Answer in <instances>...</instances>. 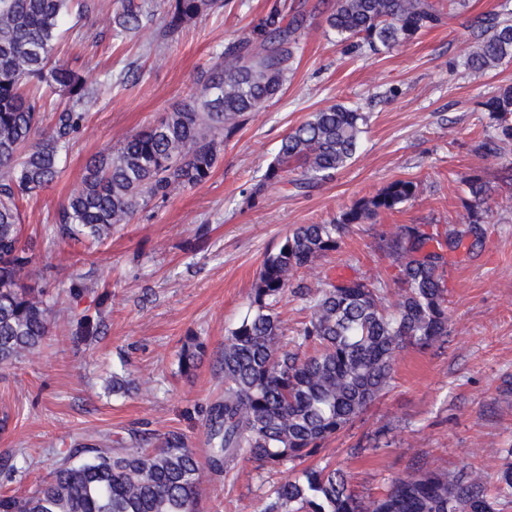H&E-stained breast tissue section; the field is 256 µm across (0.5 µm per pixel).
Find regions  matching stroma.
Masks as SVG:
<instances>
[{
  "mask_svg": "<svg viewBox=\"0 0 512 512\" xmlns=\"http://www.w3.org/2000/svg\"><path fill=\"white\" fill-rule=\"evenodd\" d=\"M317 2L226 0L150 50L147 36H112L108 19L119 0H98L90 18L66 33L60 52L74 70L100 79L130 67L136 78L100 88L86 103L85 124L59 181L22 209L31 273L57 299L61 315L46 346L0 364V417L9 420L0 432V491L32 492L80 444L130 448L138 437L178 430L206 457L205 412L224 398V338L250 309L264 257L296 225L333 222L396 179L417 185L414 199L352 225L314 270L293 276L280 304L288 344L325 283L384 282L389 301H396L388 240L405 224L460 223L465 177L512 179V154L474 151L493 131L484 104L512 86V63L477 79L464 68L470 19L495 10L500 0H467L454 19L385 54L339 41L314 12ZM276 7L308 15L293 72L280 96L251 113L225 143L210 179L150 204L87 254L55 237L57 209L79 186L88 157L118 147L188 98L197 73ZM336 103L368 116L357 157L315 187L285 180L251 202L246 191L263 180L281 139L310 113ZM488 220L481 259L450 270L447 337L400 352L387 393L324 442L317 457L342 468L363 497L378 496L391 478L420 466L454 474L469 463L493 474L512 455V201H490ZM78 280L91 292L74 304L68 289ZM98 293L106 297L103 329L92 343L74 345V316ZM190 332L206 341L208 355L188 379L178 372L177 355ZM120 369L136 387L108 393L107 382ZM285 478L239 456L207 477L200 510L259 512Z\"/></svg>",
  "mask_w": 512,
  "mask_h": 512,
  "instance_id": "35a3bbf8",
  "label": "stroma"
}]
</instances>
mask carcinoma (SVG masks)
Returning a JSON list of instances; mask_svg holds the SVG:
<instances>
[{"mask_svg": "<svg viewBox=\"0 0 512 512\" xmlns=\"http://www.w3.org/2000/svg\"><path fill=\"white\" fill-rule=\"evenodd\" d=\"M73 0H0V364L39 350L57 326L55 303L28 283L32 256L21 245V205L38 198L62 173V158L86 120L84 105L98 82L58 54L72 17ZM120 0L113 36L145 30L168 40L224 7V0ZM466 7V0H331L327 27L342 41L359 39L385 53L416 38ZM304 15L269 11L245 39L224 48L197 77V92L155 124L125 136L119 146L91 156L79 188L57 211L53 231L75 245L100 242L153 201L205 183L224 143L250 113L277 96L292 72L294 45ZM468 30L465 65L475 78L512 61V9L478 15ZM65 99L42 128V91ZM495 133L476 145L486 157L512 151V88L485 104ZM367 116L341 103L313 112L281 141L264 187L300 171L296 187H311L351 163L361 147ZM467 216L448 233L428 234L404 225L390 240L397 261L400 298L390 303L384 284L364 279L328 283L312 297L311 315L298 349L281 345L277 305L301 269H311L336 248L353 224H363L410 201L417 186L398 179L371 199L359 200L330 224H300L268 254L252 289L251 309L224 339V400L206 415L209 455L199 459L185 434L169 431L151 450L82 446L79 463L65 459L26 496L0 494V512H199L206 474L246 453L259 466L279 470L301 464L376 401L391 384L394 363L410 345L426 347L448 335V260H471L483 251L485 206L496 189L479 176L464 180ZM77 338L99 335L101 317L76 320ZM196 335L184 338L179 372L190 378L207 355ZM488 493L485 476L417 468L389 482L368 501L350 487L346 473L327 465L305 466L267 497L260 512H496L512 502V462Z\"/></svg>", "mask_w": 512, "mask_h": 512, "instance_id": "cac0c4a2", "label": "carcinoma"}]
</instances>
